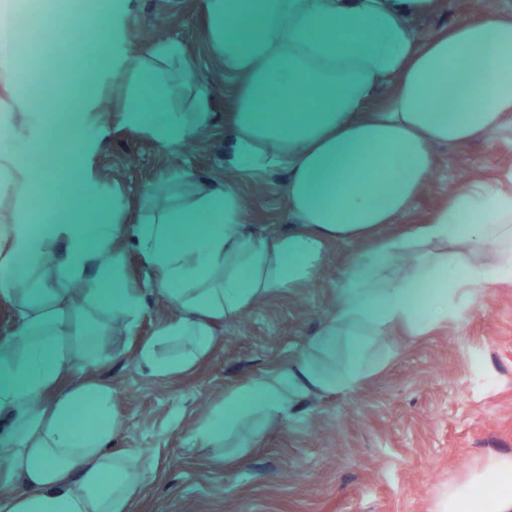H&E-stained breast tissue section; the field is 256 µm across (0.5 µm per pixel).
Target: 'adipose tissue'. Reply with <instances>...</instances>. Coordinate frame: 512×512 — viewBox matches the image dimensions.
I'll return each instance as SVG.
<instances>
[{
    "label": "adipose tissue",
    "instance_id": "obj_1",
    "mask_svg": "<svg viewBox=\"0 0 512 512\" xmlns=\"http://www.w3.org/2000/svg\"><path fill=\"white\" fill-rule=\"evenodd\" d=\"M440 0H205L214 46L236 82L234 150L222 188L198 185L194 204L206 227L184 248L160 209L158 185L140 193L143 223L94 226L29 223L24 209L0 217V301L16 316L0 340V359L21 363L19 381L0 384V512H130L142 490L144 460L109 446L118 431L109 384L88 378L94 355L71 334L81 300L74 281L105 277L127 237H135L151 270L149 288L171 311L138 355L158 377L189 370L216 343L219 322L292 285L312 280L330 240L374 239L354 254L333 311L286 372L226 390L221 418L204 419L206 445L223 444L224 459L248 455L279 425L302 394L345 393L395 357L378 339L402 331L424 336L458 317L478 289L512 281V166L494 179L465 183L432 219L406 237L380 231L407 213L434 170V149L493 137L512 140V12L420 34L410 20ZM130 0H89L97 37L77 55L83 81L102 87L127 79L123 104L136 127L175 154L209 124V103L195 97L191 122L143 105L140 77L148 65L173 67L195 85L196 70L178 41L132 44ZM280 94L259 108L270 83ZM1 119L18 139L52 143L55 167L40 189L56 207L74 211L65 179L97 193L94 159L106 132L98 98L81 103L82 134L30 114L7 76ZM285 169V221L293 232H253L242 184ZM465 250H457L459 241ZM27 256L47 267L48 299L23 297L16 263ZM53 342L31 358L32 337ZM434 512H512V458L489 461L470 488L438 490Z\"/></svg>",
    "mask_w": 512,
    "mask_h": 512
}]
</instances>
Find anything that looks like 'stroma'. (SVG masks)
Segmentation results:
<instances>
[{
	"mask_svg": "<svg viewBox=\"0 0 512 512\" xmlns=\"http://www.w3.org/2000/svg\"><path fill=\"white\" fill-rule=\"evenodd\" d=\"M133 41L145 32L179 40L192 57L195 88L176 78L144 83L167 107L186 110L195 91L207 94L211 123L175 155L161 153L127 121L119 106L123 84L100 91L110 111L108 134L96 160L104 197L124 193V222L140 223L136 204L148 184L165 196L188 197L190 180L223 183L234 148L235 87L208 32L204 0H135ZM436 172L413 208L385 234L400 235L430 219L459 178L480 180L512 166V142L481 139L436 149ZM188 180L168 185L171 171ZM285 170L261 185L246 184L257 232L287 231L283 219ZM358 242L334 240L311 283L295 285L216 328L211 353L191 370L155 377L138 365L137 348L168 314L150 292V277L135 238L124 243L127 279L139 310L126 323L107 304H86L74 318L77 338L97 362L91 372L111 384L121 429L116 452H139L149 469L131 512H433L442 486L466 484L495 458L512 457V282L482 289L463 315L425 336H389L392 362L348 393L304 395L246 458L225 464L224 451L202 445L196 428L227 389L286 371L310 336L330 316L340 277Z\"/></svg>",
	"mask_w": 512,
	"mask_h": 512,
	"instance_id": "stroma-1",
	"label": "stroma"
}]
</instances>
